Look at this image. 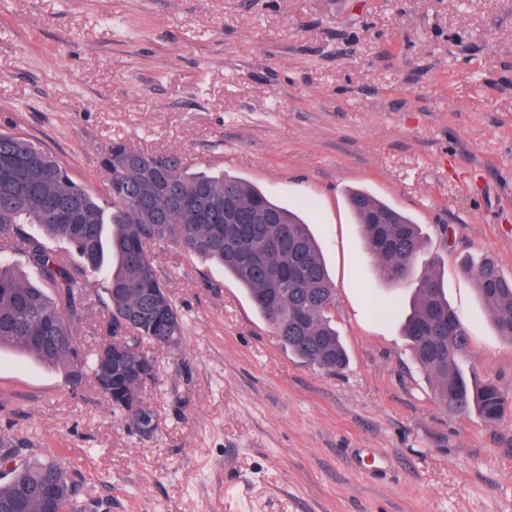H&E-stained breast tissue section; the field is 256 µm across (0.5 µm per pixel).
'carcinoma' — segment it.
Listing matches in <instances>:
<instances>
[{
	"label": "carcinoma",
	"instance_id": "obj_1",
	"mask_svg": "<svg viewBox=\"0 0 512 512\" xmlns=\"http://www.w3.org/2000/svg\"><path fill=\"white\" fill-rule=\"evenodd\" d=\"M110 173L103 201L75 183L54 156L32 141L0 133V349L10 348L60 369L78 384L97 376L100 351L55 336L75 335L96 296L90 277L107 281L109 336L140 347L147 340L169 348L183 339L181 316L160 280L148 245L172 242L215 260L246 288L255 310L285 349L304 362L336 371L347 361L332 324L334 288L308 222L271 196L230 175L191 172L172 158L145 154L114 142L103 155ZM363 233L365 251L392 282L405 280L423 246L420 225L362 189L347 194ZM66 208L68 220L51 206ZM40 226L44 239L28 236ZM60 247L52 249L45 240ZM20 251L37 271L32 282L10 264ZM464 269L488 308L498 335L512 343V278L491 258ZM454 312L439 276L424 274L403 321L412 354L432 380L443 406L473 411L488 423L505 413L507 397L491 380L465 373L459 358L469 341L461 321L439 326ZM137 378L112 383L105 397L115 411L144 404ZM16 441L0 434V512H73L77 484L54 459L15 460Z\"/></svg>",
	"mask_w": 512,
	"mask_h": 512
}]
</instances>
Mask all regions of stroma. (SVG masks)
Returning a JSON list of instances; mask_svg holds the SVG:
<instances>
[{
  "mask_svg": "<svg viewBox=\"0 0 512 512\" xmlns=\"http://www.w3.org/2000/svg\"><path fill=\"white\" fill-rule=\"evenodd\" d=\"M0 132L101 197L122 141L301 210L349 354L302 362L221 266L153 248L184 338L143 345L152 432L0 351V432L79 474L75 512H512V409L441 406L376 310L436 271L470 334L462 368L512 397V343L461 269L489 256L512 277V0H0ZM356 188L421 225L406 282L367 257ZM106 286L77 327L88 349Z\"/></svg>",
  "mask_w": 512,
  "mask_h": 512,
  "instance_id": "1",
  "label": "stroma"
}]
</instances>
